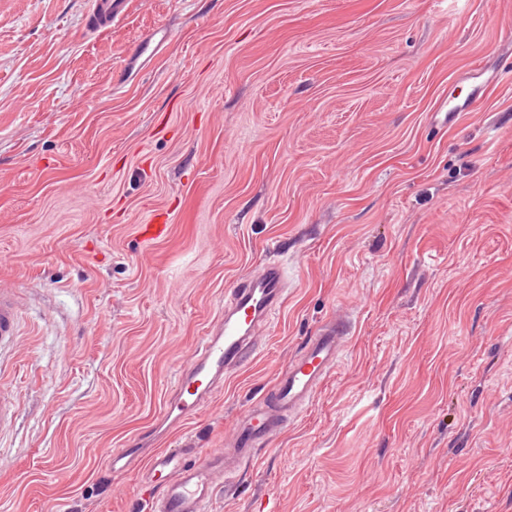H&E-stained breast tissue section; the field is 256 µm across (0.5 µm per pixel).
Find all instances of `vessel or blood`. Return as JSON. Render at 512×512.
<instances>
[{
  "label": "vessel or blood",
  "mask_w": 512,
  "mask_h": 512,
  "mask_svg": "<svg viewBox=\"0 0 512 512\" xmlns=\"http://www.w3.org/2000/svg\"><path fill=\"white\" fill-rule=\"evenodd\" d=\"M124 8L125 0H92L89 28L111 25ZM287 284L285 268L266 262L234 288L223 312L207 328L181 370L178 385L164 404V418L183 422L197 414L222 388L225 375L250 359L269 316L287 298ZM18 322L14 295L0 290V350L13 348ZM349 334L348 322L336 319L311 336L277 374L264 399L238 418L229 447L197 448L189 455L180 450H156L145 459L136 448H109L105 456L110 470L124 474L144 469L150 512H209L217 494V477L253 460L256 448L313 401L337 366Z\"/></svg>",
  "instance_id": "obj_1"
}]
</instances>
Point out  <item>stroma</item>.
<instances>
[{"label": "stroma", "instance_id": "stroma-1", "mask_svg": "<svg viewBox=\"0 0 512 512\" xmlns=\"http://www.w3.org/2000/svg\"><path fill=\"white\" fill-rule=\"evenodd\" d=\"M90 7L0 0V512H147L104 451L269 260L285 303L158 447H225L325 320L353 330L212 512H512V0H129L94 34ZM18 322L19 310L14 295L0 290V353L14 347Z\"/></svg>", "mask_w": 512, "mask_h": 512}]
</instances>
